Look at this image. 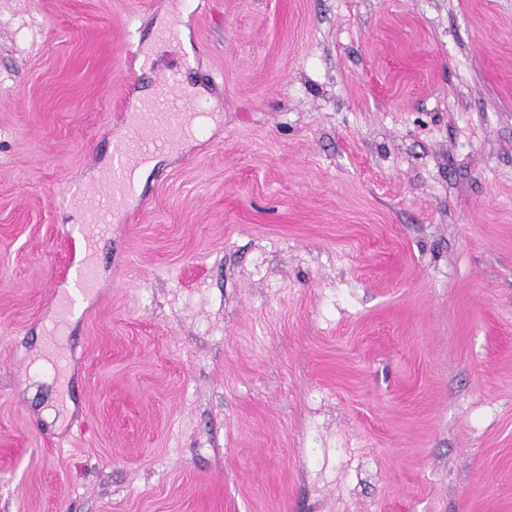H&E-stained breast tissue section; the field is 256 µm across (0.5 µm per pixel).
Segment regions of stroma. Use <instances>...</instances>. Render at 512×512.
Segmentation results:
<instances>
[{"label": "stroma", "instance_id": "obj_1", "mask_svg": "<svg viewBox=\"0 0 512 512\" xmlns=\"http://www.w3.org/2000/svg\"><path fill=\"white\" fill-rule=\"evenodd\" d=\"M176 3L0 0V512H512V0ZM177 84L178 72L168 71L162 92L143 100L139 109L130 115L128 135L115 146L116 162L104 176V192L89 193L84 198L90 220L83 226L82 235L89 248L108 234L114 217V202L130 191L125 183L127 166L171 148L185 122L200 115L193 103L177 93Z\"/></svg>", "mask_w": 512, "mask_h": 512}]
</instances>
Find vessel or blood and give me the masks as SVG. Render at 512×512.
I'll use <instances>...</instances> for the list:
<instances>
[{
  "label": "vessel or blood",
  "instance_id": "vessel-or-blood-1",
  "mask_svg": "<svg viewBox=\"0 0 512 512\" xmlns=\"http://www.w3.org/2000/svg\"><path fill=\"white\" fill-rule=\"evenodd\" d=\"M177 84V71H168L161 93L143 100L130 115L128 135L116 145L115 163L104 176V192L88 194L84 199L90 220L84 225L82 235L88 246H95L108 234L114 203L129 191L125 182L127 166L172 147L184 123L195 118V105L177 93Z\"/></svg>",
  "mask_w": 512,
  "mask_h": 512
}]
</instances>
